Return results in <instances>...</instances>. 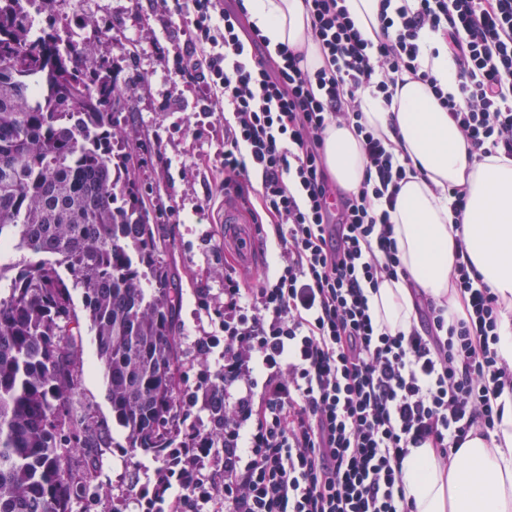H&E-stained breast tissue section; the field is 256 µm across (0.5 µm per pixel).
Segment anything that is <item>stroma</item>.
I'll list each match as a JSON object with an SVG mask.
<instances>
[{"label": "stroma", "mask_w": 512, "mask_h": 512, "mask_svg": "<svg viewBox=\"0 0 512 512\" xmlns=\"http://www.w3.org/2000/svg\"><path fill=\"white\" fill-rule=\"evenodd\" d=\"M83 13L96 27L89 39H100L99 55L127 89V105L117 122L124 133L115 150L140 144L133 177L153 201L151 220L159 224L169 245L163 254L179 277L182 302L178 314L183 374L194 386L209 363L198 350L200 337L214 334L224 317V271L234 260L224 252V193L222 173L200 165L199 156L211 150L207 134L193 135L189 124L200 121L196 96L175 76L158 47L183 44V22L166 24L150 0H81ZM243 220L259 239L257 262L242 271L244 287H258L264 273L279 265V248L270 220L255 222L251 212ZM84 379L75 399L101 424L109 448L100 480L111 489L127 484L135 470L152 471L153 453L142 452L136 463L125 447L123 432L112 422V410L96 357L92 336L83 341Z\"/></svg>", "instance_id": "1"}]
</instances>
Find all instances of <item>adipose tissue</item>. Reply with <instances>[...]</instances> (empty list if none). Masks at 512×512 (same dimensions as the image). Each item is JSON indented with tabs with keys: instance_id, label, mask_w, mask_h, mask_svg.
Returning a JSON list of instances; mask_svg holds the SVG:
<instances>
[{
	"instance_id": "adipose-tissue-1",
	"label": "adipose tissue",
	"mask_w": 512,
	"mask_h": 512,
	"mask_svg": "<svg viewBox=\"0 0 512 512\" xmlns=\"http://www.w3.org/2000/svg\"><path fill=\"white\" fill-rule=\"evenodd\" d=\"M244 6L270 48L288 44L303 53V67L323 66L320 46L307 31L305 0H244ZM362 109L364 123L404 149L415 169L402 182L390 213L407 274L370 294L375 323L394 333L409 332L421 297L448 315H463L465 299L452 272L460 259H468L499 297V353L512 372V159L472 152L447 110L419 80L408 77L397 84L388 105L365 97ZM323 138L331 177L347 194L359 195L367 165L360 138L343 123L330 124ZM452 187L466 194L459 222L448 198ZM496 402L502 420L490 436L468 438L444 462L430 447L412 449L404 459V496L412 512H512V384L503 386Z\"/></svg>"
}]
</instances>
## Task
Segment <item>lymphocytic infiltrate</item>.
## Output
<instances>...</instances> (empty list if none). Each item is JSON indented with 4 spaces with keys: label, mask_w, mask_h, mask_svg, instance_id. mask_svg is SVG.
<instances>
[{
    "label": "lymphocytic infiltrate",
    "mask_w": 512,
    "mask_h": 512,
    "mask_svg": "<svg viewBox=\"0 0 512 512\" xmlns=\"http://www.w3.org/2000/svg\"><path fill=\"white\" fill-rule=\"evenodd\" d=\"M188 23L173 70L203 93V111L229 110L220 153L225 188L260 172L261 208L280 263L256 288L224 277L219 335L205 374L224 395L229 447L186 433L151 474L132 479L140 512H411L402 462L432 445L440 457L472 432L489 435L503 409L487 377L505 376L500 303L476 269L459 263L465 317L428 306L420 327H376L367 292L403 268L390 211L406 168L362 122L364 92L391 103L405 74L429 85L473 148L512 157V0H380L383 37L364 39L346 0H306L310 34L325 55L316 72L224 0H159ZM442 34L456 64L454 91L421 69L425 35ZM352 125L367 178L356 197L335 195L322 134Z\"/></svg>",
    "instance_id": "f902f5d3"
}]
</instances>
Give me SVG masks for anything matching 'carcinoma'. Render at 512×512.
Returning <instances> with one entry per match:
<instances>
[{
	"instance_id": "cac0c4a2",
	"label": "carcinoma",
	"mask_w": 512,
	"mask_h": 512,
	"mask_svg": "<svg viewBox=\"0 0 512 512\" xmlns=\"http://www.w3.org/2000/svg\"><path fill=\"white\" fill-rule=\"evenodd\" d=\"M0 0V239L31 258H0V512H98L100 426L70 402L82 380L83 328L94 336L112 420L126 447L161 454L190 415L177 336L179 281L132 178L112 153L124 94L98 45L35 34L30 9ZM81 295L76 307L74 293ZM213 448L224 396L203 394Z\"/></svg>"
}]
</instances>
